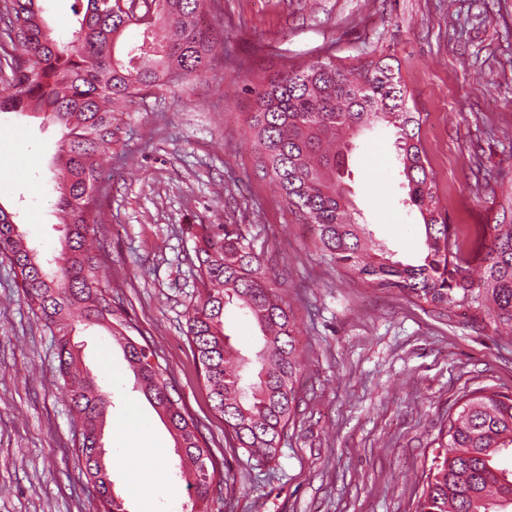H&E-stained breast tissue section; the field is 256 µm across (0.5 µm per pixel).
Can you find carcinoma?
<instances>
[{
  "label": "carcinoma",
  "instance_id": "obj_1",
  "mask_svg": "<svg viewBox=\"0 0 512 512\" xmlns=\"http://www.w3.org/2000/svg\"><path fill=\"white\" fill-rule=\"evenodd\" d=\"M213 0H152L153 19L139 42L116 47L135 25L116 0H75L72 39L52 37L40 0H0V72L9 93L0 112L41 117L62 138L51 181L64 224L60 249L43 256L28 245L13 213L0 205V257L20 272L23 299L57 332L60 372L80 422L77 462L100 487L103 512H127L112 493L111 474L96 456L111 395L77 368L70 336L75 326H97L119 342L141 392L166 418L181 462L190 464L194 502L207 504L216 466L202 445L198 424L174 399L168 368L150 363L155 352L126 335L129 325L112 308L102 261L89 236L101 223L103 154L118 139L112 103L169 83L200 77L224 42L199 24ZM246 123L257 168L278 189L288 209L313 231L321 256L367 286L399 293L438 315L466 307L476 321L512 333V223L474 228L451 224L440 203L420 132L422 113L400 73L382 58L357 67L331 58L262 78ZM377 123L395 129L406 208L423 224L418 259L405 262L375 241L348 197V160L354 139ZM196 276L203 295L188 306V342L213 408L236 447L275 455L301 398L303 349L283 282L258 254L240 225L200 224L194 234ZM261 335L254 358L240 356L225 333L229 308ZM433 459L417 512H512V393L479 389L463 395L435 438Z\"/></svg>",
  "mask_w": 512,
  "mask_h": 512
}]
</instances>
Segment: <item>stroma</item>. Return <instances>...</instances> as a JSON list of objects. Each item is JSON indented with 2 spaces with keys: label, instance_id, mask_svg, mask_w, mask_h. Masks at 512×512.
Segmentation results:
<instances>
[{
  "label": "stroma",
  "instance_id": "stroma-1",
  "mask_svg": "<svg viewBox=\"0 0 512 512\" xmlns=\"http://www.w3.org/2000/svg\"><path fill=\"white\" fill-rule=\"evenodd\" d=\"M205 20L227 48L191 85L116 102L98 254L113 307L167 366L217 465L235 477L209 512H416L435 438L461 397L512 392V337L463 311L441 317L368 287L315 253L312 237L256 167L244 123L258 77L323 58L399 67L425 121L421 139L450 223L512 220L476 192L487 174L512 176V0H216ZM62 133L0 113V205L28 243L58 246L47 186ZM394 130L363 132L349 159V198L376 239L418 253L420 215L402 204ZM199 224H238L273 256L307 354L302 402L275 458L232 449L184 334L203 291L195 275ZM79 366L113 408L102 431L113 493L127 512H189L171 478L175 442L106 330L75 332ZM55 338L22 300L0 258V512H99L75 465L79 426L57 372ZM166 487L151 488L153 473Z\"/></svg>",
  "mask_w": 512,
  "mask_h": 512
}]
</instances>
